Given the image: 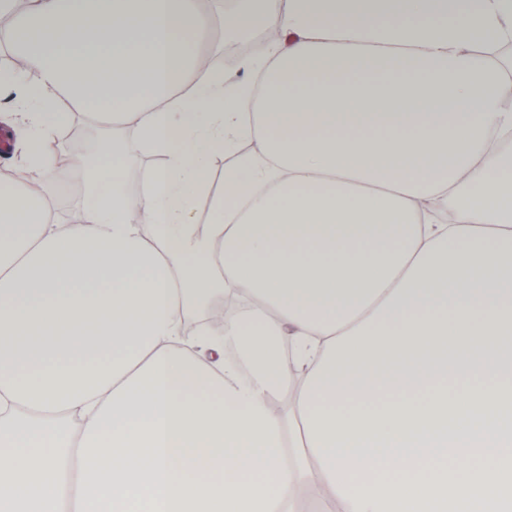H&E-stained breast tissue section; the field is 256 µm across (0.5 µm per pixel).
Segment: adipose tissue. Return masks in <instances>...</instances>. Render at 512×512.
<instances>
[{
  "instance_id": "1",
  "label": "adipose tissue",
  "mask_w": 512,
  "mask_h": 512,
  "mask_svg": "<svg viewBox=\"0 0 512 512\" xmlns=\"http://www.w3.org/2000/svg\"><path fill=\"white\" fill-rule=\"evenodd\" d=\"M257 2L0 0V512H512V0ZM73 112L163 162L75 157L65 219ZM229 302L224 297L212 298L204 303L195 313L189 316V321L185 323L184 329L187 335H193L199 327H206L214 336H218L223 331L224 326V311L229 307ZM220 310L223 313V319L217 320L214 317L216 311Z\"/></svg>"
}]
</instances>
